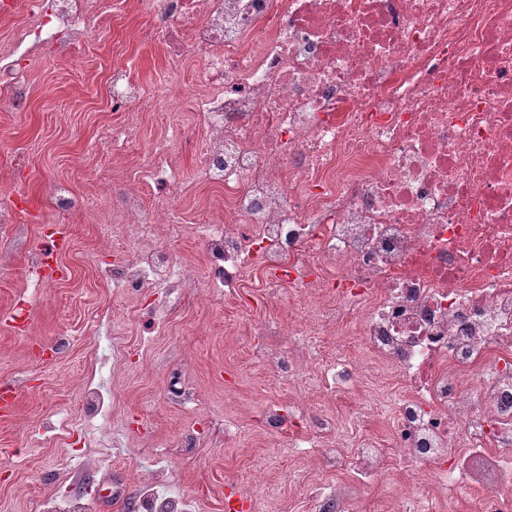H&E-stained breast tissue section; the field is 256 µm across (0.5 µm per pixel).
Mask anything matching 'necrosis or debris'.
<instances>
[{
  "label": "necrosis or debris",
  "mask_w": 512,
  "mask_h": 512,
  "mask_svg": "<svg viewBox=\"0 0 512 512\" xmlns=\"http://www.w3.org/2000/svg\"><path fill=\"white\" fill-rule=\"evenodd\" d=\"M132 3L153 21L145 40L199 67L181 101L193 132L170 127L100 226L123 256L104 271L113 290L164 291L147 313L160 324L180 290L233 299L260 269L262 301L289 308L258 328L262 369L311 367L336 393L375 373L354 411H392L387 441L351 446L303 399L269 404V430L316 425L289 453L349 460L368 483L396 457L434 478L404 490L419 512L473 489L481 512H512V0H0L27 17L0 54V108L23 104L17 58L74 54ZM181 144L223 190V219L177 222ZM161 224L204 243V271L155 245ZM345 321L367 360L313 352ZM393 383L407 395L390 400Z\"/></svg>",
  "instance_id": "4bbe7bcc"
}]
</instances>
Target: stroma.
Masks as SVG:
<instances>
[{
	"instance_id": "35a3bbf8",
	"label": "stroma",
	"mask_w": 512,
	"mask_h": 512,
	"mask_svg": "<svg viewBox=\"0 0 512 512\" xmlns=\"http://www.w3.org/2000/svg\"><path fill=\"white\" fill-rule=\"evenodd\" d=\"M147 22L143 13L129 12L94 30L73 57L30 53L19 62L23 108L0 112V191L19 192L25 218L0 230V389L16 390L14 411L0 415V512H40L64 491L95 495L97 512H131L143 477L155 472L192 501L193 512H224L225 494L250 492L258 476L267 489L252 499L251 512H311L310 494L324 484L354 496L358 512H386L402 495L395 474L359 485L348 466L289 457L294 427L264 430L265 405L287 404L317 381L273 379L254 363L256 327L278 314L260 304L258 272L248 274L251 295L236 305L200 288L184 290L159 327L140 315L155 303L151 291L114 294L100 273L117 258L102 247L95 221L122 192L95 172L112 163L103 131L124 120L112 108L108 69L127 66L150 87L188 84L196 69L192 62L169 65L157 44L141 41ZM194 170V156L185 154L176 208L187 221L220 199L194 179ZM58 184L77 201L64 214L52 206ZM37 252L66 270L52 287H32L22 275ZM20 300L29 313L18 322ZM106 331L115 349L102 367L112 425L92 436L82 427L86 377L98 367L95 353ZM174 377L189 403L170 394ZM228 414L240 421L229 440ZM191 430L197 441L187 448Z\"/></svg>"
}]
</instances>
